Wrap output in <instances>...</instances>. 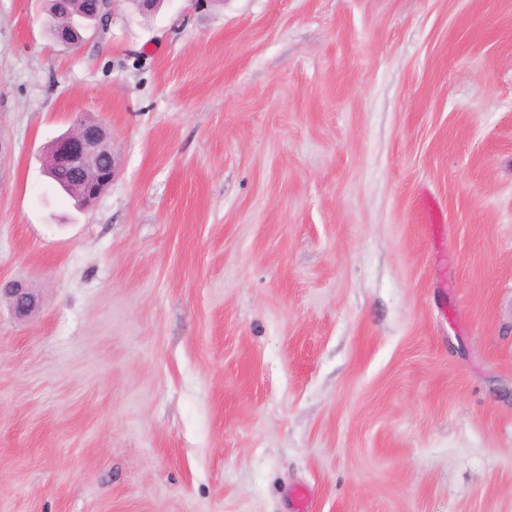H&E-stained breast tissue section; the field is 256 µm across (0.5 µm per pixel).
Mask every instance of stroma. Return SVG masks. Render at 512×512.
Listing matches in <instances>:
<instances>
[{
    "mask_svg": "<svg viewBox=\"0 0 512 512\" xmlns=\"http://www.w3.org/2000/svg\"><path fill=\"white\" fill-rule=\"evenodd\" d=\"M46 17L0 0V512H512V0ZM53 152L58 165L51 163L50 146L48 162L45 160L48 177L72 199L76 198L74 186L78 182L67 168L59 165L70 167L78 175L80 186L84 185L83 194L76 198L81 208L92 206L100 197L99 186L103 190L116 175L112 139L98 123L77 120L68 134L54 140ZM8 287L3 291L10 298L15 314L19 317L29 316L37 306L33 288L22 283H13Z\"/></svg>",
    "mask_w": 512,
    "mask_h": 512,
    "instance_id": "35a3bbf8",
    "label": "stroma"
}]
</instances>
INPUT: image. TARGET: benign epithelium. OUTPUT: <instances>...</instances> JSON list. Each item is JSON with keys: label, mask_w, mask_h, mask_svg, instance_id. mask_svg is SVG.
Returning a JSON list of instances; mask_svg holds the SVG:
<instances>
[{"label": "benign epithelium", "mask_w": 512, "mask_h": 512, "mask_svg": "<svg viewBox=\"0 0 512 512\" xmlns=\"http://www.w3.org/2000/svg\"><path fill=\"white\" fill-rule=\"evenodd\" d=\"M112 139L100 124L85 120L75 122L71 131L54 140L53 152L59 165L71 168L79 177L84 192L77 197L81 208L92 206L100 197L99 188L112 183L116 162L112 155ZM16 315L29 316L37 302L33 289L22 283H13L4 289Z\"/></svg>", "instance_id": "1"}]
</instances>
